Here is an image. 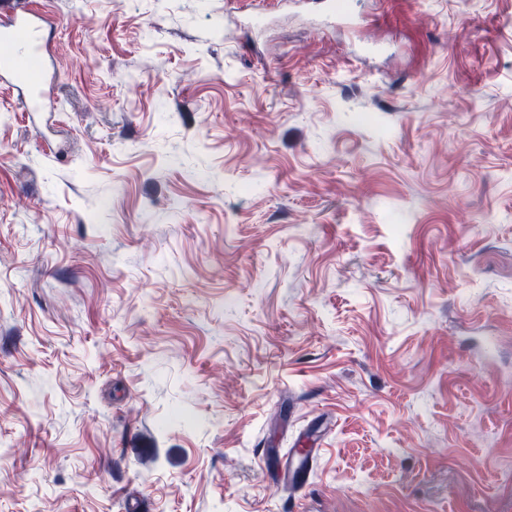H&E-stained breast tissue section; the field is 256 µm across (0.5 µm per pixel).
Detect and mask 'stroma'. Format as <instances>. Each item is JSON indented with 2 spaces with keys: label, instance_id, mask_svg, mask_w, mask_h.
<instances>
[{
  "label": "stroma",
  "instance_id": "35a3bbf8",
  "mask_svg": "<svg viewBox=\"0 0 512 512\" xmlns=\"http://www.w3.org/2000/svg\"><path fill=\"white\" fill-rule=\"evenodd\" d=\"M32 5L0 512H512V0Z\"/></svg>",
  "mask_w": 512,
  "mask_h": 512
}]
</instances>
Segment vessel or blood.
Wrapping results in <instances>:
<instances>
[{"instance_id":"obj_1","label":"vessel or blood","mask_w":512,"mask_h":512,"mask_svg":"<svg viewBox=\"0 0 512 512\" xmlns=\"http://www.w3.org/2000/svg\"><path fill=\"white\" fill-rule=\"evenodd\" d=\"M53 21L28 0H0V81L17 90L24 109L42 112L53 106L51 81L44 63V37Z\"/></svg>"}]
</instances>
